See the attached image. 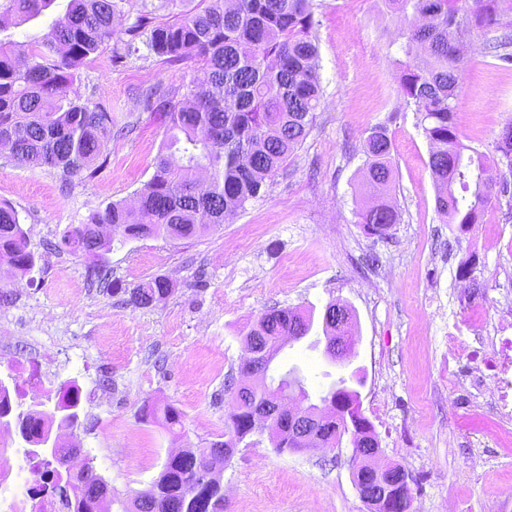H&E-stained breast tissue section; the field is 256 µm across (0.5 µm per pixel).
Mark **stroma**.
<instances>
[{"instance_id": "stroma-1", "label": "stroma", "mask_w": 512, "mask_h": 512, "mask_svg": "<svg viewBox=\"0 0 512 512\" xmlns=\"http://www.w3.org/2000/svg\"><path fill=\"white\" fill-rule=\"evenodd\" d=\"M69 0L0 31V41L28 44L62 17ZM317 70L323 98L316 122L261 197L231 223L193 240H128L114 235L100 257L62 245L63 231L112 202L136 204L149 181L163 128L142 97L175 87L193 65H168L146 50L113 59L111 50L80 69L75 89L111 112L120 136L105 143L107 165L63 182L55 169L31 172L0 151V203L11 204L36 264L0 273V381L20 385L16 361L46 371L54 412L76 388L81 461L108 482L113 497L148 489L168 456L223 438L232 403L224 391L247 352L244 337L265 312L291 308L321 316L331 302L356 314L350 371L361 382L362 412L380 442L383 466L413 479L411 512H512V430L499 427L493 401L448 385V334L489 336L512 303V209L487 208L468 230L445 223L435 207L431 147L420 116L399 91L402 23L384 0H314ZM498 25L473 29L459 84L460 142L485 155L512 186L496 149L512 120V62L490 47ZM392 140L389 195L401 221L368 235L356 212L367 200L364 143L375 126ZM104 267L108 285L87 269ZM468 274H461V267ZM162 276L175 284L147 308L126 289ZM321 324L288 343L271 365L279 376L298 367L309 401L320 404L339 372L324 356ZM172 404L181 423L167 429L142 416L144 405ZM353 447L276 452L268 436L239 444L224 467V512H369L352 477Z\"/></svg>"}]
</instances>
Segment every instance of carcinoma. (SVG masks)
Masks as SVG:
<instances>
[{"instance_id":"carcinoma-1","label":"carcinoma","mask_w":512,"mask_h":512,"mask_svg":"<svg viewBox=\"0 0 512 512\" xmlns=\"http://www.w3.org/2000/svg\"><path fill=\"white\" fill-rule=\"evenodd\" d=\"M53 0H5L0 3V29L39 15ZM121 0H70L41 40L27 45L28 60L20 63L14 45L0 42V145L31 171H60L63 182L84 171L95 174L107 165L102 145L112 137V113L90 107L71 94L78 71L110 41L112 53L138 51L142 38L149 53L168 64L192 61L204 75L182 79L174 89L152 88L143 97L146 109L158 113L164 140L154 173L137 204L113 202L73 225L62 241L76 252L99 256L110 250L108 226L126 239L164 237L192 239L211 227L232 221L258 198L266 180L287 165L312 130L321 104L315 68L313 0H162L172 11L165 21L153 12L141 14L125 40L117 35L114 18ZM405 28L401 50L407 61L399 76L406 102L421 116L431 145L429 167L437 185L436 210L450 224L477 223L492 202L508 192L507 185L483 177L481 154L466 155L454 123L463 58L458 43L475 27L498 23L483 0H387ZM496 57L512 61V35L505 32L493 45ZM392 141L375 127L366 139V180L372 198L358 213L371 235L384 236L400 223L397 207L386 191L393 182ZM496 150L512 170V122L498 133ZM27 271L35 265L27 235L14 207L0 204V263ZM173 291L165 277L144 280L125 290L128 302L147 308ZM311 320L288 309L264 313L248 332L253 362L268 363L276 353L265 348L281 336L305 337ZM358 397L342 377L321 401L332 413L319 419L314 437L334 447L348 434L362 451L375 438L370 421L349 409ZM267 401L260 388L234 394L225 421L229 438L171 455L151 487L131 499L100 496L98 474L86 464L70 472L69 447L46 462L51 494L63 498L68 512H224V493L200 486L201 474L225 465L231 450L255 432L254 419ZM27 427L23 441L35 445L51 429L54 414L20 411ZM277 451L299 450L307 444L280 420L266 425Z\"/></svg>"}]
</instances>
